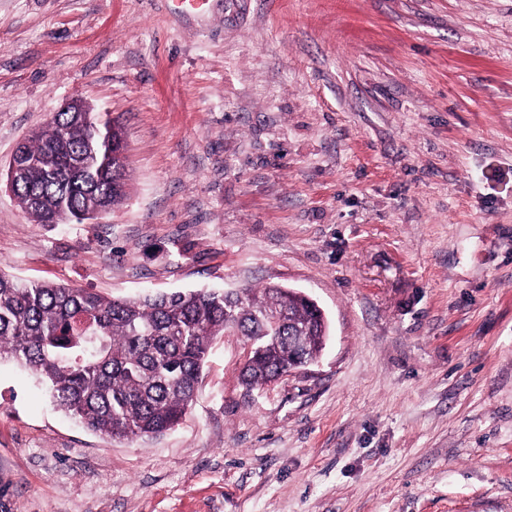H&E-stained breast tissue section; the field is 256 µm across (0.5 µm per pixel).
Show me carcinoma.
I'll return each instance as SVG.
<instances>
[{
    "label": "carcinoma",
    "mask_w": 512,
    "mask_h": 512,
    "mask_svg": "<svg viewBox=\"0 0 512 512\" xmlns=\"http://www.w3.org/2000/svg\"><path fill=\"white\" fill-rule=\"evenodd\" d=\"M99 118L56 112L20 147L14 193L36 223L80 222L123 200V132L115 122L107 131ZM91 152L97 162L78 172L77 162ZM326 329L313 305L275 285L108 299L0 273V364L31 372L60 410L111 438L149 437L177 425L216 337L252 345L242 380L254 389L317 358Z\"/></svg>",
    "instance_id": "1"
}]
</instances>
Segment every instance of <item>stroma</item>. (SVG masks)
<instances>
[{
    "label": "stroma",
    "instance_id": "35a3bbf8",
    "mask_svg": "<svg viewBox=\"0 0 512 512\" xmlns=\"http://www.w3.org/2000/svg\"><path fill=\"white\" fill-rule=\"evenodd\" d=\"M115 117L125 199L0 271L109 298L305 292L317 362L211 345L154 438L0 365V512H512V0H0V171L68 99Z\"/></svg>",
    "mask_w": 512,
    "mask_h": 512
}]
</instances>
